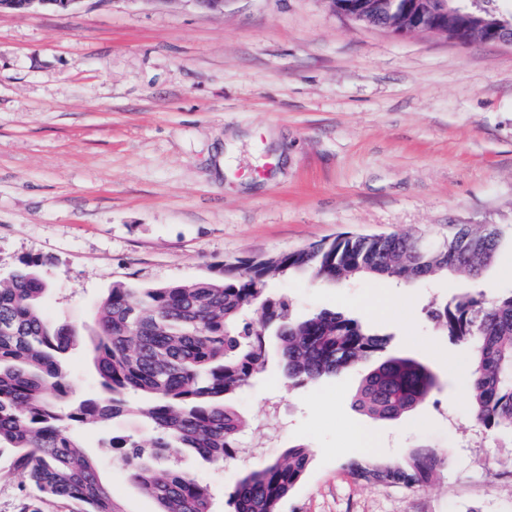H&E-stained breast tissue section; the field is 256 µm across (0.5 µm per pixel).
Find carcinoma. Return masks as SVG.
Returning a JSON list of instances; mask_svg holds the SVG:
<instances>
[{"label": "carcinoma", "instance_id": "carcinoma-1", "mask_svg": "<svg viewBox=\"0 0 512 512\" xmlns=\"http://www.w3.org/2000/svg\"><path fill=\"white\" fill-rule=\"evenodd\" d=\"M501 245L492 225H459L436 242L400 234L341 236L227 261L219 278L150 288L116 284L96 311L97 389L78 398L69 395L67 360L82 335L44 314L49 285L36 271L44 261H24L0 279V449L11 451L38 496L75 502L80 512H125L77 432L120 417L142 418L154 432L149 442L108 439L129 480L155 501L157 512H212L208 487L161 459L191 448L222 463L241 451L248 423L235 398L267 365L265 332L274 335L278 367L293 387L371 363L352 405L373 419H401L439 390L435 375L416 359L381 357L388 340L363 321L332 310L298 318L288 299L268 294L269 280L297 273L333 283L448 274L477 280L494 265ZM249 311L259 314L260 327L245 318ZM429 317L472 346L467 386L473 420L488 436H512V292L486 306L469 289ZM132 393L140 395L138 402L128 400ZM445 462L444 452L421 446L404 464L361 462L356 471L415 488ZM309 465L300 446L275 460L257 459L229 493L232 512H281Z\"/></svg>", "mask_w": 512, "mask_h": 512}]
</instances>
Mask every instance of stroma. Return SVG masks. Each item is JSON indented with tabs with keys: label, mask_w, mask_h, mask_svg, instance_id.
<instances>
[{
	"label": "stroma",
	"mask_w": 512,
	"mask_h": 512,
	"mask_svg": "<svg viewBox=\"0 0 512 512\" xmlns=\"http://www.w3.org/2000/svg\"><path fill=\"white\" fill-rule=\"evenodd\" d=\"M493 224L505 244L479 288L512 287V46L441 33L398 36L337 15L328 0H78L68 11H0V278L43 259V312L82 336L68 359L74 395L95 387L85 339L118 282H187L224 262L343 235L436 241ZM448 277L396 285L269 283L296 315L330 309L390 334L388 351L426 364L441 389L407 417L352 406L361 370L288 387L276 362L237 398L251 446L270 403L280 428L267 459L306 447L310 467L282 512H512V438L472 420L469 343L439 333L435 304L468 289ZM372 441L356 448L352 433ZM147 436L127 418L84 431L126 512H156L127 479L108 433ZM429 446L447 460L407 490L351 473ZM214 512L241 465L185 452ZM22 486L0 455V512H74Z\"/></svg>",
	"instance_id": "obj_1"
}]
</instances>
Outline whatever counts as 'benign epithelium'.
I'll use <instances>...</instances> for the list:
<instances>
[{
	"label": "benign epithelium",
	"instance_id": "7a95c632",
	"mask_svg": "<svg viewBox=\"0 0 512 512\" xmlns=\"http://www.w3.org/2000/svg\"><path fill=\"white\" fill-rule=\"evenodd\" d=\"M79 0H0V10L30 13L38 9L67 10ZM339 15L397 35L442 33L460 43L474 39L512 45V30L471 23L470 13H448L445 0H329Z\"/></svg>",
	"mask_w": 512,
	"mask_h": 512
}]
</instances>
